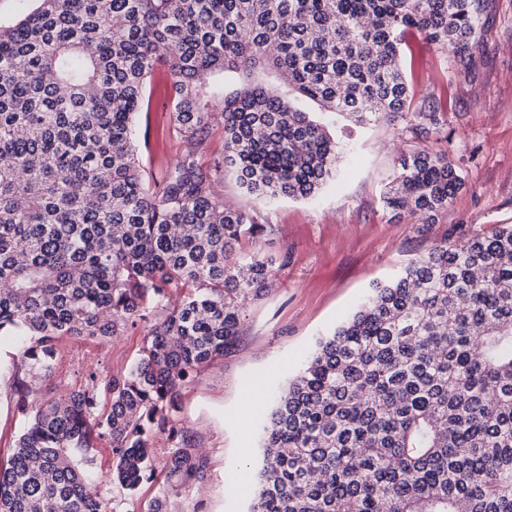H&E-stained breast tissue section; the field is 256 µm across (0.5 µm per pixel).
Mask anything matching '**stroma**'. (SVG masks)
<instances>
[{"label":"stroma","instance_id":"obj_1","mask_svg":"<svg viewBox=\"0 0 512 512\" xmlns=\"http://www.w3.org/2000/svg\"><path fill=\"white\" fill-rule=\"evenodd\" d=\"M472 73L454 70L451 55L438 54L424 40L404 52L415 102L449 99L440 121L442 139L423 146L447 154L464 179L463 189L433 223L385 211L382 193L410 136L394 137L385 121L360 127L337 118L332 131L343 145L338 176L309 200L274 201L251 196L233 175H225L219 197L271 225L248 250L284 254L288 264L276 288L243 307L238 334L222 356L200 367L183 384L179 424L205 461L202 482L169 486L164 477L144 482L134 494L112 485L100 493L115 512H148L164 500L169 512H247L244 470L262 464V417L239 411L253 393L270 399L303 367L317 341L330 334L370 294L373 286L400 275L436 245L512 224V0H485ZM169 96L150 100L147 156L149 187L161 188V169L175 162L182 144L170 138ZM145 324L127 326L109 341L61 337L46 396L79 388L90 372L125 374L139 356ZM25 366L0 375V464L7 461L21 431L14 409L13 381Z\"/></svg>","mask_w":512,"mask_h":512}]
</instances>
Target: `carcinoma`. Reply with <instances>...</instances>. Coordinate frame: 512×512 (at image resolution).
<instances>
[{"instance_id": "obj_1", "label": "carcinoma", "mask_w": 512, "mask_h": 512, "mask_svg": "<svg viewBox=\"0 0 512 512\" xmlns=\"http://www.w3.org/2000/svg\"><path fill=\"white\" fill-rule=\"evenodd\" d=\"M484 0H0V337L28 379L24 427L0 467V512H112L98 488L156 476L152 442L176 428L193 372L224 354L243 304L288 256L244 243L267 225L214 196L232 172L250 195L307 199L336 175L329 119L382 117L420 142L401 58L416 33L471 71ZM174 78L169 135L187 145L146 186L135 137L143 90ZM243 77L225 92L219 75ZM316 103L324 120L303 103ZM221 118L224 149L199 147ZM464 181L414 146L383 207L431 219ZM187 225V234L174 227ZM151 322L121 377L39 395L61 336L110 338ZM110 408L99 412V394ZM112 448L94 471V440ZM249 512H512V224L439 244L376 285L321 340L264 428ZM174 448L165 480L204 478Z\"/></svg>"}]
</instances>
